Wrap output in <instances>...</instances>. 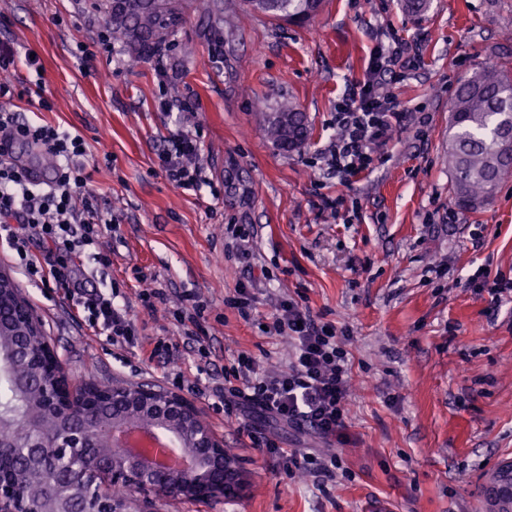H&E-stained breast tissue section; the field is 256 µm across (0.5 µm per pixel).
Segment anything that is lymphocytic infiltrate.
I'll return each mask as SVG.
<instances>
[{
	"instance_id": "lymphocytic-infiltrate-1",
	"label": "lymphocytic infiltrate",
	"mask_w": 512,
	"mask_h": 512,
	"mask_svg": "<svg viewBox=\"0 0 512 512\" xmlns=\"http://www.w3.org/2000/svg\"><path fill=\"white\" fill-rule=\"evenodd\" d=\"M420 61L417 46L391 36L377 47L365 78L347 84L336 105V136L323 156L339 185L350 186L353 177L371 168L375 147L402 123L405 110L390 87ZM19 142L52 157L50 178L14 159L12 146ZM200 152L197 136L175 135L162 162L177 189L197 192L204 185ZM86 154L81 135L46 122L30 123L1 108L0 239L15 252L30 280L65 290L77 317L94 335L106 336L117 347L135 348L142 343L137 324L127 309L115 305L113 290L80 288L72 281V261L83 254L100 266L112 264V251L102 242L105 218L96 197L85 191L90 178ZM273 330L292 341L287 372H258L253 358L242 353L230 378L212 386V395L243 417L268 416L346 443L351 369L344 337L290 299L279 303Z\"/></svg>"
}]
</instances>
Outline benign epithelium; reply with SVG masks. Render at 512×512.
I'll list each match as a JSON object with an SVG mask.
<instances>
[{
	"mask_svg": "<svg viewBox=\"0 0 512 512\" xmlns=\"http://www.w3.org/2000/svg\"><path fill=\"white\" fill-rule=\"evenodd\" d=\"M9 296L24 314L9 325L0 322V335L9 337L0 343V368L13 370L38 360L31 337L44 335L42 324L29 304L18 294L12 278L0 271V300ZM43 357L54 370L50 387L39 374L15 376L16 388L29 392L35 386L55 413H66L64 428L53 436L42 434L41 422H32V437L23 445L21 457L32 471L43 469L48 454L65 455L72 448L82 449L70 464L54 472L41 503L40 512H79L91 487H96L98 512H133L131 505L150 493H164L177 498L237 497L248 483L239 458L224 448L188 398L176 392L149 385L123 386L102 392L90 383L74 381L48 341L41 345ZM133 426L143 440L153 432L177 436L194 460L186 472L167 471L150 465L142 454H129L113 443L115 432ZM123 482L129 495L112 499L108 487ZM0 512H29L28 507L0 482Z\"/></svg>",
	"mask_w": 512,
	"mask_h": 512,
	"instance_id": "obj_1",
	"label": "benign epithelium"
}]
</instances>
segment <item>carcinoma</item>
<instances>
[{"instance_id": "obj_1", "label": "carcinoma", "mask_w": 512, "mask_h": 512, "mask_svg": "<svg viewBox=\"0 0 512 512\" xmlns=\"http://www.w3.org/2000/svg\"><path fill=\"white\" fill-rule=\"evenodd\" d=\"M322 0H264L260 12L303 22L317 13ZM112 37L136 51L152 50L174 35L183 23L181 0H110ZM298 129L299 143L309 134L305 113L288 101L277 108ZM448 170L457 206L476 211L489 202L502 182L512 178V72L484 67L462 80L449 102ZM43 395L22 397L6 376L0 375V413L14 416L0 433L15 443L28 438L27 419L42 417ZM0 457V478L13 482L30 503H37L44 483L29 477L18 448Z\"/></svg>"}]
</instances>
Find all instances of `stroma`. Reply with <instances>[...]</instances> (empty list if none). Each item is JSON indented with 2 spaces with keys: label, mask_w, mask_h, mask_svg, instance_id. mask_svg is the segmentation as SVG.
<instances>
[{
  "label": "stroma",
  "mask_w": 512,
  "mask_h": 512,
  "mask_svg": "<svg viewBox=\"0 0 512 512\" xmlns=\"http://www.w3.org/2000/svg\"><path fill=\"white\" fill-rule=\"evenodd\" d=\"M184 14L163 52L143 56L118 40L100 49L112 18L91 0H0V40L34 51L42 67L1 75L13 94L0 107L85 140L86 189L112 219L104 232L112 265L87 257L77 269L91 273V286L118 291L143 344L113 347L75 320L62 292L20 275L16 284L73 379L166 390L179 378V394L248 472L236 499L154 496L146 512H373L380 502L393 512H482L484 476L512 459V303L494 306L465 282L480 267L512 273V179L479 210L455 206L448 104L477 68L512 64V0H429L419 14L400 0H325L301 25L252 13L243 0L217 8L186 0ZM393 29L422 56L392 88L406 121L340 193L321 157L336 134V102ZM36 78L50 109L25 94ZM174 89L192 111L158 110ZM286 99L311 128L289 152L265 124ZM179 131L202 144L206 183L197 193L176 189L160 162ZM335 196L337 211L323 209ZM236 233L248 234L247 251L234 247ZM248 283L246 320L225 300ZM145 288L166 291L155 311L140 307ZM188 291L207 304L205 374L172 315ZM286 299L347 339V444L237 417L199 393L243 352L260 370L287 371L292 344L271 328ZM160 338L173 361L152 355ZM268 437L339 466L329 477L286 472L263 448Z\"/></svg>",
  "instance_id": "stroma-1"
}]
</instances>
